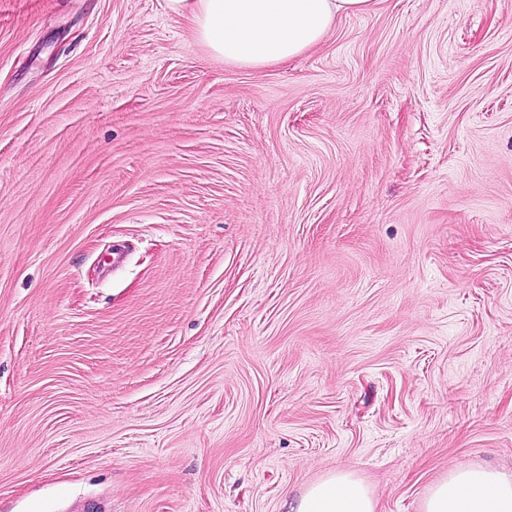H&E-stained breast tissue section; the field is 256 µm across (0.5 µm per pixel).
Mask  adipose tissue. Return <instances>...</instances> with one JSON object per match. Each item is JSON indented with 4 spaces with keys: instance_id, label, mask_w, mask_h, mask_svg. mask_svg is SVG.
<instances>
[{
    "instance_id": "obj_1",
    "label": "adipose tissue",
    "mask_w": 512,
    "mask_h": 512,
    "mask_svg": "<svg viewBox=\"0 0 512 512\" xmlns=\"http://www.w3.org/2000/svg\"><path fill=\"white\" fill-rule=\"evenodd\" d=\"M376 0H166L215 58L264 68L301 56L324 40L336 21L372 11ZM369 487L336 469L306 486L290 512H376ZM422 512H512V474L473 466L451 470L428 488Z\"/></svg>"
}]
</instances>
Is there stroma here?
<instances>
[{
	"label": "stroma",
	"instance_id": "obj_1",
	"mask_svg": "<svg viewBox=\"0 0 512 512\" xmlns=\"http://www.w3.org/2000/svg\"><path fill=\"white\" fill-rule=\"evenodd\" d=\"M512 470V0L298 58L165 0H0V512H421ZM369 487L347 469L328 472L306 486L290 505L289 512H377Z\"/></svg>",
	"mask_w": 512,
	"mask_h": 512
}]
</instances>
